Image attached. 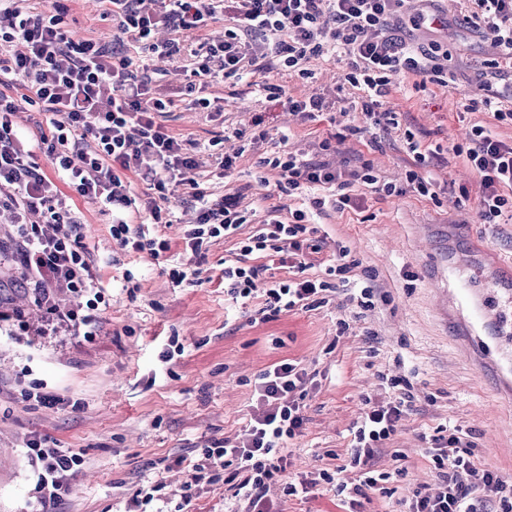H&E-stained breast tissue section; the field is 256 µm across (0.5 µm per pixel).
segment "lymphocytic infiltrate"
Wrapping results in <instances>:
<instances>
[{
	"mask_svg": "<svg viewBox=\"0 0 512 512\" xmlns=\"http://www.w3.org/2000/svg\"><path fill=\"white\" fill-rule=\"evenodd\" d=\"M105 17L119 30L111 42L74 35L67 25L69 7L56 0L52 14L30 11L28 0H0V205L16 210L21 247L18 261L45 311L50 329L64 326L95 336L106 288L80 243V224L71 205L72 196L98 200L112 215L113 242L127 254L145 253L160 259L171 250L152 224L162 218V203L177 187L187 186L196 202V222L183 235L190 260L202 265L212 240L237 238L234 258L224 262V294L235 305H246L263 296V319L321 303L329 282L306 277V262H296L287 276L274 277L275 265H286V253L301 248L310 213H324L352 206L350 180L323 160L306 159L288 151L287 136L280 149L257 161L259 168L276 172L279 191L308 194L309 206L281 216L269 207L259 229L242 236L251 210L240 205L234 191L210 199L192 176L201 166L199 145L173 134L162 116L173 106L148 72L128 53L135 47L160 56L186 50V42L216 21H224V38L207 41L190 51L194 59L185 88L194 93V104L211 109L205 90L221 79L246 78L279 70L308 78L306 62L313 57L341 54L348 68L345 82L363 90L362 110L373 127L395 124L397 115L386 110L393 80L415 77V89L447 85L448 75L433 65L435 43H415L403 37L406 27L446 28L436 0H419L416 13H408L407 0H104ZM476 28L490 36L502 56L512 61V0H474ZM172 31L164 42L154 39L158 29ZM23 51H15V44ZM24 88L23 99L14 89ZM27 103L52 127L51 135L37 143L20 137L14 117L20 103ZM82 130L85 145L68 146V134ZM410 157L406 192L433 196V183L424 171L436 150L424 146L413 132L405 134ZM44 154L51 171L36 162ZM479 177V204L484 223L512 220V144L494 139L482 125L472 126L468 145L456 148ZM144 182L155 196L147 203L151 219L144 222L128 181ZM35 214L39 223H25ZM66 224V231L49 235L47 224ZM81 300L78 308L61 310L60 294ZM306 375L294 363L280 361L255 381L257 405L244 439L237 445L214 440L189 462V486L223 477L235 496L251 512H274L272 487L283 495L311 493L319 481L335 483L336 493L349 512H358L369 492L380 490L389 473L374 468L379 450L390 440L413 399L400 391L387 402L364 398L362 415L355 425L349 468L359 470L358 482H336L328 471L316 478L283 481L288 467L287 440L299 435L306 422L302 395ZM37 512H56L71 482L82 469V452L50 447L46 439L28 441ZM437 476L436 487L413 490L409 512H477L474 499L487 493L497 512H512V481L497 472L479 468L473 446L462 445L456 433L438 435L429 450Z\"/></svg>",
	"mask_w": 512,
	"mask_h": 512,
	"instance_id": "1",
	"label": "lymphocytic infiltrate"
}]
</instances>
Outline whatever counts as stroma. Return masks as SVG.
<instances>
[{"label":"stroma","instance_id":"1","mask_svg":"<svg viewBox=\"0 0 512 512\" xmlns=\"http://www.w3.org/2000/svg\"><path fill=\"white\" fill-rule=\"evenodd\" d=\"M70 7L68 24L77 36L111 41L116 27L102 19L101 0H72ZM440 7L448 22L440 33L448 52L443 64L452 80L446 87L431 84L418 91L412 79L397 78L387 106L397 112L399 124L381 130L367 128L361 93L343 81L341 59H310L308 79L285 71L266 76L288 96L325 99L327 111L311 122L258 86L232 79L213 88L224 110L211 115L177 97L185 82V56L150 61L162 91L176 97L165 118L169 130L202 144L219 141L229 154L239 146L231 131L252 129L259 119L271 136L288 133L290 150L308 158L323 138L332 137L325 159L337 170L366 164L399 185L408 160L405 130L423 144L441 145V160L428 168L435 198L381 197L358 184L357 208L317 219L321 250L307 276L324 277L339 247H346L352 281L378 293L372 309L358 310L349 300L350 288L341 286L319 307L251 322L261 299L244 309L224 299L221 275L233 243L212 242L205 278L175 288L149 255L118 250L109 232L110 215L79 197L73 210L81 222V243L104 281L128 267L138 287L111 289L94 339L64 327L49 332L35 295L15 289L22 274L16 220L0 208V286L6 289L0 297V512L34 510L26 443L36 436L58 448L79 449L86 459L60 512H127L134 492L157 477L164 486L150 512L185 507L247 512L224 483L187 492L186 462L205 441L241 437L256 402L255 379L287 358L313 378L304 430L287 442L291 478L335 470L338 460L347 458L363 397L390 398L382 384L387 375L408 378L414 402L374 460L375 469L391 472V494L372 496L363 512H408L412 490L434 482L426 438L446 425L475 444L482 468L512 480V398L500 395V377L491 363L495 354L512 358V299L498 288L500 277L512 274V223H483L475 196L478 177L454 154L472 125L486 126L509 143L512 126L497 123L490 110L467 108L470 100L486 96L488 87L503 84L492 65L498 49L465 21L474 4L441 0ZM260 155L251 150L228 174L204 155L202 187L216 200L229 187L248 183L252 189L244 207L268 194L283 210L302 208L299 197L277 193L275 173H267L266 183L256 182ZM465 280L504 313L492 340L494 352L471 343L460 316L448 307L449 288ZM34 385L58 394L61 404L46 409L24 400L22 389ZM396 449L405 455L403 477L393 473ZM272 497L278 512H341L335 487L325 483L305 498L278 491Z\"/></svg>","mask_w":512,"mask_h":512}]
</instances>
